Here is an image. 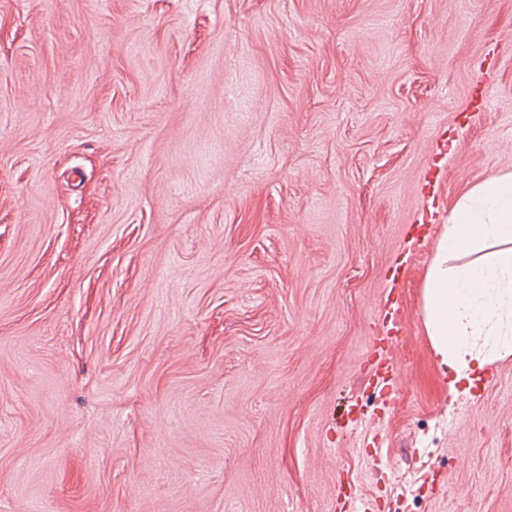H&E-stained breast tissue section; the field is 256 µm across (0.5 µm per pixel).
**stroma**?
<instances>
[{"instance_id": "stroma-1", "label": "stroma", "mask_w": 512, "mask_h": 512, "mask_svg": "<svg viewBox=\"0 0 512 512\" xmlns=\"http://www.w3.org/2000/svg\"><path fill=\"white\" fill-rule=\"evenodd\" d=\"M510 30L0 0V512H512V355L449 396L421 315L453 206L512 173ZM391 354H392V342L390 345H383L379 347V350L376 351V357H375V365L376 370L373 374L374 377H376V381H379L384 387H390L392 386L391 380L393 378H388L384 375H392L393 370L390 364L391 361ZM382 369H385V372H382Z\"/></svg>"}]
</instances>
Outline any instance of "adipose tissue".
I'll return each mask as SVG.
<instances>
[{
  "label": "adipose tissue",
  "mask_w": 512,
  "mask_h": 512,
  "mask_svg": "<svg viewBox=\"0 0 512 512\" xmlns=\"http://www.w3.org/2000/svg\"><path fill=\"white\" fill-rule=\"evenodd\" d=\"M472 259L458 263L460 254ZM423 319L439 363L457 382L512 354V174L490 178L456 204L423 283Z\"/></svg>",
  "instance_id": "1"
}]
</instances>
